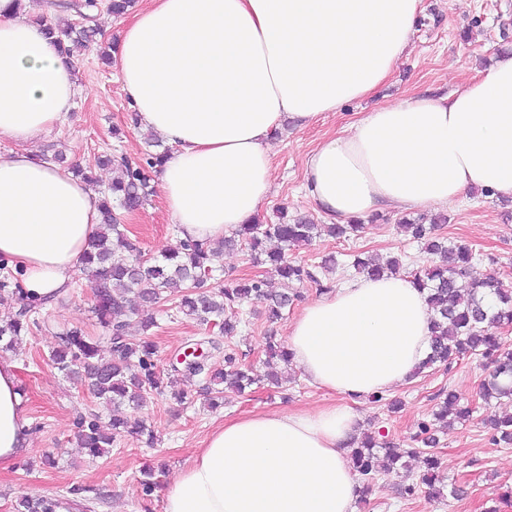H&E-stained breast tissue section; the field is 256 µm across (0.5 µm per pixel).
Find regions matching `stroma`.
Returning a JSON list of instances; mask_svg holds the SVG:
<instances>
[{"instance_id":"35a3bbf8","label":"stroma","mask_w":512,"mask_h":512,"mask_svg":"<svg viewBox=\"0 0 512 512\" xmlns=\"http://www.w3.org/2000/svg\"><path fill=\"white\" fill-rule=\"evenodd\" d=\"M109 0H22L25 16H44L53 24L86 21L101 32L100 43L120 38L126 18L114 17L107 9ZM512 49V0H422L408 54L390 78L366 99L346 103L306 128L283 122L272 141V189L257 219L277 223L279 209H287L289 219L304 217L312 223H326L305 189V160L317 142L340 132L363 112L400 101L418 93L443 95L464 88L479 69L493 62L496 55ZM79 94L65 123L55 127L35 144L43 154H61L67 164L92 170L95 191H103L112 180L111 167H101L103 154L123 155L137 160L146 153L162 152L165 141L141 129L132 119L127 94L116 78V66L103 64L97 49H90L72 62ZM446 224L437 236L462 241L480 254L472 275L499 276L504 287L512 289V201L476 189L462 202L445 208ZM432 210L405 211L386 208L363 219V229L346 239L328 236L314 238L292 248L290 255L311 265L335 254H373L398 258L399 275L423 270L434 258L423 243L414 240L402 225L403 219L431 218ZM146 253L159 255L177 244V227L165 208L160 191H152L137 211L120 213ZM245 323L238 336H217L219 352L213 362L224 360V347L245 353L247 362L263 360L269 338L287 339L288 320L269 321L261 306L241 308ZM40 325L32 329L15 358L24 393L23 405L30 420L31 452L28 467L0 473V512H12L11 505L24 494L54 495L83 485L100 488L104 496L91 508L75 503L71 512H163V493L169 480L185 466L195 448L201 447L211 430L221 421L250 412L271 410H310L334 403L336 396L309 386L300 371L278 389L263 386L243 395L225 390L222 407L210 408L200 393L199 378L179 382L178 387L193 394L194 402L183 407L164 396L150 399L135 411L134 419L144 423L155 436L154 444L145 439L121 441L107 457L92 461L76 445V423L80 415L98 409L90 394L66 380L49 361L56 334L71 325L83 326L92 336L103 335L94 313V301L83 273H76L70 288L47 303L39 312ZM158 328L152 340L157 347V364L167 370L169 361L184 350L190 339L204 336L206 329L195 321L166 310L157 314ZM489 369L477 356L455 362L452 368L426 371L404 386L386 393L385 403L362 401L355 410L359 416L357 436H385L397 448H414L413 437L419 422L428 421L445 393L455 392L462 400H473ZM400 400L391 412L387 401ZM512 414V402L501 399L480 405L466 422L438 433L434 453L439 462L442 484L463 486L461 497H433L421 482L426 467L421 459H407L394 473L378 476L361 484V502L355 512H512V500L502 501L512 492V447L490 441L488 422ZM54 456L47 465L45 456ZM152 468L158 485L150 497H142L141 471ZM416 483L414 496L400 494L403 485Z\"/></svg>"}]
</instances>
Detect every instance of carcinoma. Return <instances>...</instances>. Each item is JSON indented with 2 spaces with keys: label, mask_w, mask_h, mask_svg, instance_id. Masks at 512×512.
I'll return each instance as SVG.
<instances>
[{
  "label": "carcinoma",
  "mask_w": 512,
  "mask_h": 512,
  "mask_svg": "<svg viewBox=\"0 0 512 512\" xmlns=\"http://www.w3.org/2000/svg\"><path fill=\"white\" fill-rule=\"evenodd\" d=\"M45 31L69 58L81 55L96 43L97 30L92 27L47 25ZM163 159L162 154L148 153L143 162L132 164L114 156L99 157V164L112 166L117 175L100 202V230L93 251L84 258L83 272L95 299L96 317L108 331L106 349H101L100 340L76 326L59 332L57 345L49 355L51 364L65 378L86 388L108 410L105 416L91 413L77 422L78 443L91 459L105 456L127 436L146 434L148 441H153V434L147 433L144 424L131 422L122 411L138 409L150 396L164 394L165 381L179 375L202 377V391L207 395L224 393L222 385L226 382L241 393L261 382L279 386L288 381L283 371L254 373L251 365L232 348L224 350L222 367L209 362L200 366L172 364L163 378L157 372L155 345L144 335H129L130 323L148 332L157 326L149 311L170 298L176 299L177 312L216 328L225 336L237 335L240 320L230 310L245 299L264 303L270 318L281 319L288 315L298 294L272 293L266 282L258 278L238 281L214 277L224 251L243 245L264 255V263L280 278L314 283L327 292L332 286L323 283L312 266L288 260V250L322 234L340 239L359 228L357 224H312L303 218L291 224H242L224 240L206 247L181 241L160 256L145 259L138 241L130 237L129 228L119 221L115 209L132 213L144 204L150 195V170ZM426 249L439 256V263L413 276V281L427 290V303L435 314L429 352L418 372L436 366L448 368L460 357L479 354L492 364L489 379L480 387L482 399L511 398L512 351L502 350L493 328L512 324V290L503 288L502 282L492 275L471 278L475 254L466 244L427 239ZM398 265L396 258L357 257L353 262L359 272L370 276L394 271ZM9 299L17 300L20 309L15 319L0 325V349L16 352L24 334L39 326L35 314L46 300L25 295L18 284L11 289L8 283L0 282V300ZM472 412V405L460 404L459 397L450 391L433 418L443 428L450 424V419L464 420ZM418 428L417 441L426 448L435 447L438 440L433 424L422 421ZM490 429L494 444L512 445V417L491 422ZM379 449L384 451L381 461L377 456ZM350 459L354 470L369 480L380 473H392L402 454L394 446L366 435L359 442L352 441ZM101 497L96 488L73 486L65 495L22 496L13 504V512H59L76 499L91 501Z\"/></svg>",
  "instance_id": "cac0c4a2"
}]
</instances>
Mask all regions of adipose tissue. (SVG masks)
<instances>
[{"mask_svg":"<svg viewBox=\"0 0 512 512\" xmlns=\"http://www.w3.org/2000/svg\"><path fill=\"white\" fill-rule=\"evenodd\" d=\"M422 0H150L128 23L118 77L143 129L171 148L157 167L180 240L207 245L253 222L271 190V136L372 96L411 43ZM77 94L42 25L0 0V258L26 293L69 287L99 231V195L33 150ZM330 221L512 199V52L463 89L363 113L305 162ZM427 293L399 275L361 277L306 304L287 350L341 404L251 412L219 424L164 495V512H355L348 458L355 403L410 383L428 350ZM17 366L0 357V472L29 447Z\"/></svg>","mask_w":512,"mask_h":512,"instance_id":"obj_1","label":"adipose tissue"}]
</instances>
